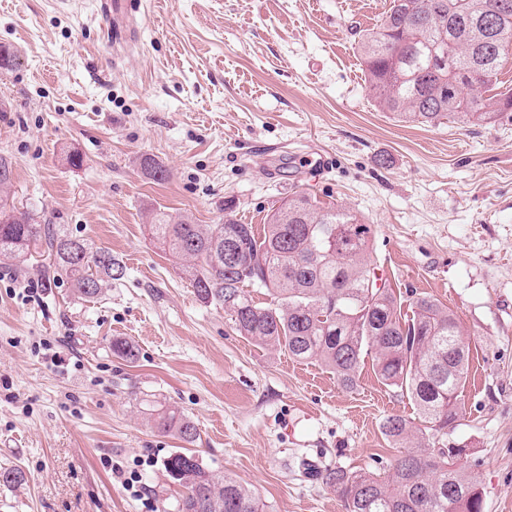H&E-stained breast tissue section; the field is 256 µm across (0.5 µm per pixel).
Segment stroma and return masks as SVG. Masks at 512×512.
<instances>
[{
    "label": "stroma",
    "instance_id": "stroma-1",
    "mask_svg": "<svg viewBox=\"0 0 512 512\" xmlns=\"http://www.w3.org/2000/svg\"><path fill=\"white\" fill-rule=\"evenodd\" d=\"M102 3L0 0L15 55L0 67V196L126 267L89 301L49 277L46 247L0 259V467L25 475L0 485V512H175L163 463L188 446L153 426L168 405L197 424L204 465L251 484L265 512H345L304 459L389 472L383 420L417 415L371 363L346 390L239 336L145 229L158 209L259 229L297 192L362 216L378 274L455 313L470 355L449 439L471 450L460 464L485 512H512V116L428 126L377 107L358 43L391 0H133L121 41Z\"/></svg>",
    "mask_w": 512,
    "mask_h": 512
}]
</instances>
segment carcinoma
Listing matches in <instances>:
<instances>
[{"instance_id": "cac0c4a2", "label": "carcinoma", "mask_w": 512, "mask_h": 512, "mask_svg": "<svg viewBox=\"0 0 512 512\" xmlns=\"http://www.w3.org/2000/svg\"><path fill=\"white\" fill-rule=\"evenodd\" d=\"M485 17L494 18L493 29L482 27ZM359 50L376 105L400 120L480 126L512 111L511 92L482 96L497 88L512 52V0H392ZM147 227L180 261L198 299L224 307L239 335L297 360H319L346 390L369 356L381 383L413 403L422 427L399 414L383 423L389 440L408 448L389 475L305 467L346 512H484L481 490L457 467L470 449L446 440L464 414L469 339L454 312L432 297L410 302L412 317L401 314L402 297L370 260L372 225L297 194L272 207L261 235L232 218L195 224L161 211ZM39 242L85 298L124 275L111 251L37 224L0 198V258L25 257ZM253 289L269 301H255ZM155 426L186 443L199 438L195 422L176 408L157 413ZM164 468L183 488L176 512H262L252 486L216 476L193 451L173 453Z\"/></svg>"}]
</instances>
